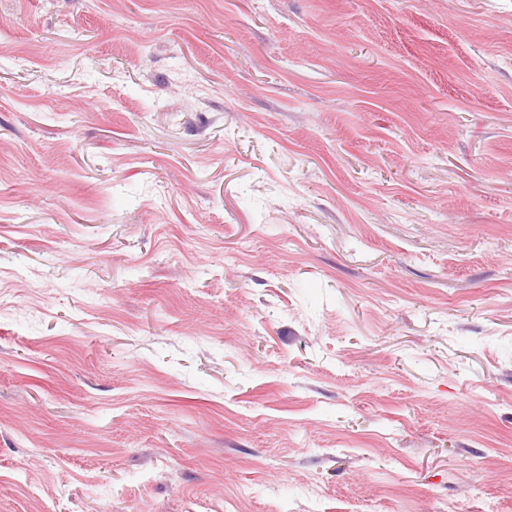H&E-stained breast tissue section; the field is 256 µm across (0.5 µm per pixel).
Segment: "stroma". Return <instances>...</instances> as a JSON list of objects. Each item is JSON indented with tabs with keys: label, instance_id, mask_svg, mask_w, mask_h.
Segmentation results:
<instances>
[{
	"label": "stroma",
	"instance_id": "1",
	"mask_svg": "<svg viewBox=\"0 0 512 512\" xmlns=\"http://www.w3.org/2000/svg\"><path fill=\"white\" fill-rule=\"evenodd\" d=\"M0 512H512V0H0Z\"/></svg>",
	"mask_w": 512,
	"mask_h": 512
}]
</instances>
